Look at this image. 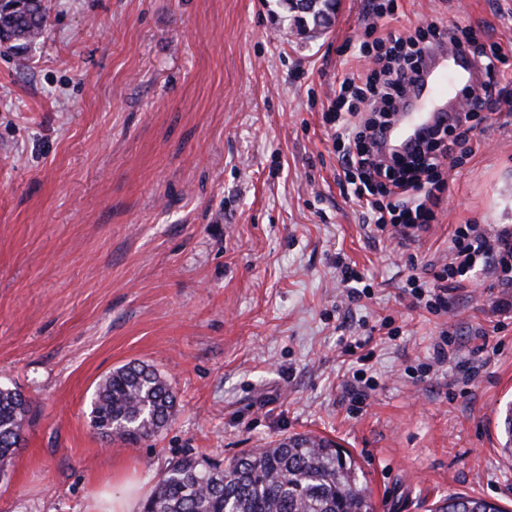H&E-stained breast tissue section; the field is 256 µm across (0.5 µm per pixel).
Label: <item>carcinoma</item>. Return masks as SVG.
I'll list each match as a JSON object with an SVG mask.
<instances>
[{
	"label": "carcinoma",
	"mask_w": 512,
	"mask_h": 512,
	"mask_svg": "<svg viewBox=\"0 0 512 512\" xmlns=\"http://www.w3.org/2000/svg\"><path fill=\"white\" fill-rule=\"evenodd\" d=\"M339 0H321L314 12L288 15L289 26L331 27ZM41 0L0 5V37L25 52L44 30ZM175 415V395L157 370L129 363L98 385L91 425L112 441L136 444L154 437ZM32 402L17 388L0 387V479L24 441ZM142 512H374L368 485L354 458L325 437L295 434L223 465L185 455L172 460L145 500ZM433 512H504L482 498L450 494Z\"/></svg>",
	"instance_id": "cac0c4a2"
}]
</instances>
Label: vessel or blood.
I'll return each instance as SVG.
<instances>
[{"instance_id": "1", "label": "vessel or blood", "mask_w": 512, "mask_h": 512, "mask_svg": "<svg viewBox=\"0 0 512 512\" xmlns=\"http://www.w3.org/2000/svg\"><path fill=\"white\" fill-rule=\"evenodd\" d=\"M479 77L470 54L441 47L414 75L387 133L389 144L405 147L445 112L456 111Z\"/></svg>"}]
</instances>
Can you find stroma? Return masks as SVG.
Wrapping results in <instances>:
<instances>
[{
    "instance_id": "obj_1",
    "label": "stroma",
    "mask_w": 512,
    "mask_h": 512,
    "mask_svg": "<svg viewBox=\"0 0 512 512\" xmlns=\"http://www.w3.org/2000/svg\"><path fill=\"white\" fill-rule=\"evenodd\" d=\"M24 55L0 45V383L34 407L0 512H91L129 479L149 496L182 455L229 463L285 435L336 441L376 512H434L452 493L512 512V319L486 282L448 311L410 309L462 224L512 225V109L462 157L437 222L401 248L337 183L322 114L358 65L366 0L323 34H290L282 0H42ZM512 48V0H398ZM365 275L349 300L337 260ZM448 329L485 333L479 373L420 367ZM368 341L374 389L351 401L344 348ZM129 362L170 382L177 413L134 445L89 421L98 382Z\"/></svg>"
}]
</instances>
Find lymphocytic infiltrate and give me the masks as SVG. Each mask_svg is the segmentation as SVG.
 Returning a JSON list of instances; mask_svg holds the SVG:
<instances>
[{
  "mask_svg": "<svg viewBox=\"0 0 512 512\" xmlns=\"http://www.w3.org/2000/svg\"><path fill=\"white\" fill-rule=\"evenodd\" d=\"M397 0H385L365 25L373 42H361L367 61L364 71L344 74L333 107L323 119L333 129L349 201L358 207L364 224L397 241H417L437 221L448 179L459 163L458 148L481 146L480 134L489 119L485 106L502 101V87L512 83V59L501 45L480 42L472 30L439 21L411 31L377 36L378 21L394 17ZM445 40L467 46L482 58L486 74L471 91V106L448 113L444 125L430 131L406 153L392 160L382 156L379 136L388 126L414 72L433 42ZM494 277L497 287L512 289V227L492 224L458 226L448 257L424 282L417 274L406 279L416 304L433 314L448 310V292L464 287L475 273Z\"/></svg>",
  "mask_w": 512,
  "mask_h": 512,
  "instance_id": "obj_1",
  "label": "lymphocytic infiltrate"
}]
</instances>
